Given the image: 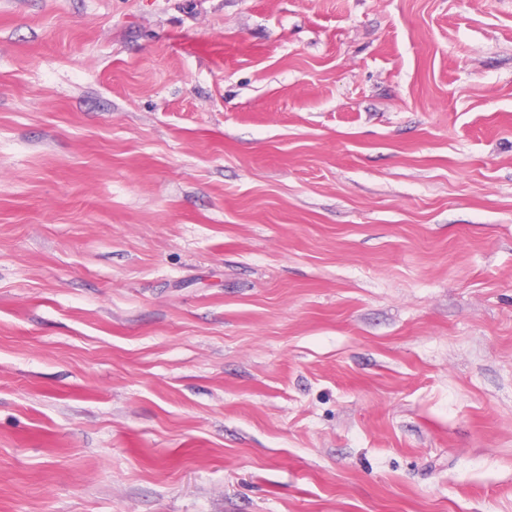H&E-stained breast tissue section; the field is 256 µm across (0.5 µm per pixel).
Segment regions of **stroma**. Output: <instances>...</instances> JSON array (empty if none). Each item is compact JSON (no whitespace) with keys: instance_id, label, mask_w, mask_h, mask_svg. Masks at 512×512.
Listing matches in <instances>:
<instances>
[{"instance_id":"1","label":"stroma","mask_w":512,"mask_h":512,"mask_svg":"<svg viewBox=\"0 0 512 512\" xmlns=\"http://www.w3.org/2000/svg\"><path fill=\"white\" fill-rule=\"evenodd\" d=\"M0 512H512V0H0Z\"/></svg>"}]
</instances>
